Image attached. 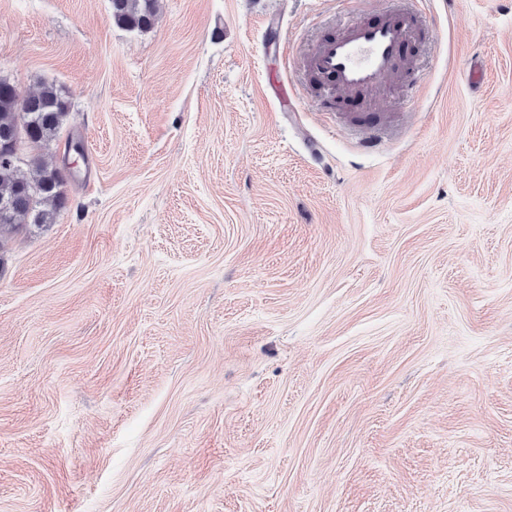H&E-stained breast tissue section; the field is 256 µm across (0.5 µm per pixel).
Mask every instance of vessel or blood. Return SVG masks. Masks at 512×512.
I'll list each match as a JSON object with an SVG mask.
<instances>
[{
  "label": "vessel or blood",
  "mask_w": 512,
  "mask_h": 512,
  "mask_svg": "<svg viewBox=\"0 0 512 512\" xmlns=\"http://www.w3.org/2000/svg\"><path fill=\"white\" fill-rule=\"evenodd\" d=\"M384 2L375 19L349 18L335 34L315 43L307 65L329 92L374 93L408 66L412 18L398 8V0Z\"/></svg>",
  "instance_id": "vessel-or-blood-1"
}]
</instances>
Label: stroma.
<instances>
[{"instance_id": "1", "label": "stroma", "mask_w": 512, "mask_h": 512, "mask_svg": "<svg viewBox=\"0 0 512 512\" xmlns=\"http://www.w3.org/2000/svg\"><path fill=\"white\" fill-rule=\"evenodd\" d=\"M413 6L410 101L320 112L380 0H0L72 172L0 229V512H512V0ZM157 0H110L112 18L130 31H147L153 26Z\"/></svg>"}]
</instances>
